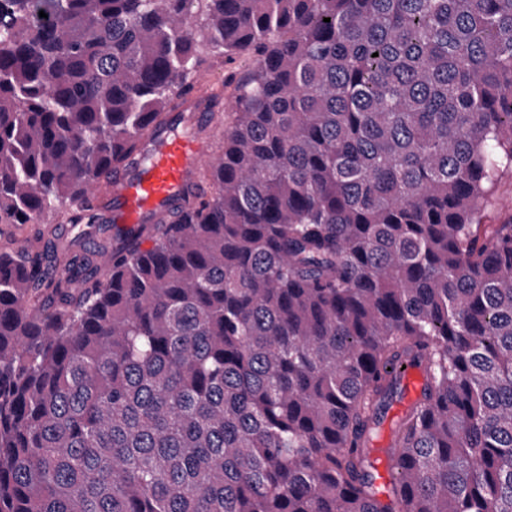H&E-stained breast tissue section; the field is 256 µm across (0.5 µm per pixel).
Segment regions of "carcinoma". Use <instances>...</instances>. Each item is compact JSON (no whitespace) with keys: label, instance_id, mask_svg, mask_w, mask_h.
Returning a JSON list of instances; mask_svg holds the SVG:
<instances>
[{"label":"carcinoma","instance_id":"obj_1","mask_svg":"<svg viewBox=\"0 0 512 512\" xmlns=\"http://www.w3.org/2000/svg\"><path fill=\"white\" fill-rule=\"evenodd\" d=\"M191 102L221 151L106 223ZM506 175L512 0H0V512H512ZM225 75L226 72L222 58L210 55L203 71L202 82L208 87L217 90H222L224 86L225 97L231 92V88L227 87L224 83ZM497 208L486 219L487 224H496L500 217L512 214V177L506 176L497 189Z\"/></svg>","mask_w":512,"mask_h":512}]
</instances>
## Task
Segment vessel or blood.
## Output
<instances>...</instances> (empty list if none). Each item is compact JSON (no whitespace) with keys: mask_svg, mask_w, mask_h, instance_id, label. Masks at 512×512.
<instances>
[{"mask_svg":"<svg viewBox=\"0 0 512 512\" xmlns=\"http://www.w3.org/2000/svg\"><path fill=\"white\" fill-rule=\"evenodd\" d=\"M204 110H194L191 125L158 134V143L144 169L93 185L90 196L110 202L114 223L131 228L166 210L211 155L209 141L197 137L193 124L207 122Z\"/></svg>","mask_w":512,"mask_h":512,"instance_id":"b4317fda","label":"vessel or blood"}]
</instances>
